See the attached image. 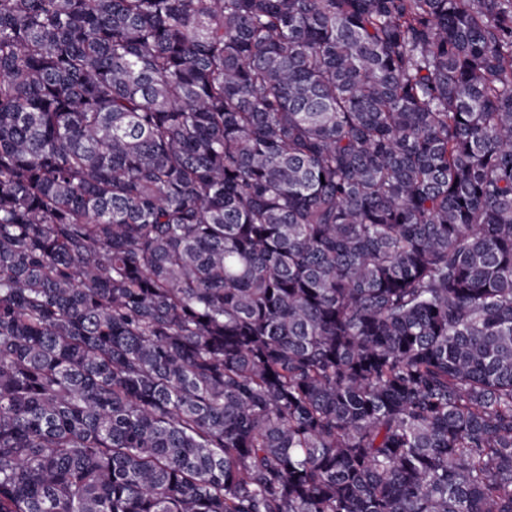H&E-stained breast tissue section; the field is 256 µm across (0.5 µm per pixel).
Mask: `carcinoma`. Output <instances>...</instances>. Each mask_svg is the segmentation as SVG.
<instances>
[{"label": "carcinoma", "instance_id": "carcinoma-1", "mask_svg": "<svg viewBox=\"0 0 512 512\" xmlns=\"http://www.w3.org/2000/svg\"><path fill=\"white\" fill-rule=\"evenodd\" d=\"M0 512H512V0H0Z\"/></svg>", "mask_w": 512, "mask_h": 512}]
</instances>
